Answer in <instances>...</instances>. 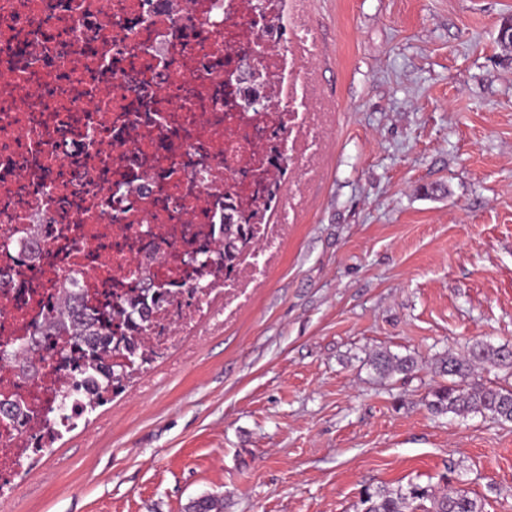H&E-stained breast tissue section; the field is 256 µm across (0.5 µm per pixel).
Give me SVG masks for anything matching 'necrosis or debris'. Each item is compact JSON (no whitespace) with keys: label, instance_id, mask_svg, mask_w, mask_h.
<instances>
[{"label":"necrosis or debris","instance_id":"obj_1","mask_svg":"<svg viewBox=\"0 0 512 512\" xmlns=\"http://www.w3.org/2000/svg\"><path fill=\"white\" fill-rule=\"evenodd\" d=\"M319 60L305 0H0V340L46 326L64 287L98 317L144 300L143 275L182 283L180 255L214 250L227 219L259 225L249 259L155 310L144 343L161 354L233 317L299 213L298 162L323 147ZM33 360V376L0 365V401L22 411L0 420V505L71 375L54 337Z\"/></svg>","mask_w":512,"mask_h":512}]
</instances>
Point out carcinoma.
Returning <instances> with one entry per match:
<instances>
[{
  "label": "carcinoma",
  "instance_id": "1",
  "mask_svg": "<svg viewBox=\"0 0 512 512\" xmlns=\"http://www.w3.org/2000/svg\"><path fill=\"white\" fill-rule=\"evenodd\" d=\"M225 234L228 242L224 243V263L216 267L214 273L230 277L235 272L238 255L248 246L252 234L240 224L225 225ZM135 312L137 309L131 310L118 302L101 324L96 319L85 317L80 306L73 308L74 319L66 325V331L73 348L82 350V361L74 364L77 370L75 380L61 397L53 416L46 417L44 425L50 431L49 443L62 436L56 430L57 426L71 429L78 419L106 402L110 393L149 361L148 357L137 353L136 347L129 345L125 367L107 363L114 350L112 326L126 324ZM368 363L381 380L396 375L408 376L418 368L414 356L399 355L387 349L372 352ZM485 364L512 375V348L478 343L464 353L448 352L437 357L433 370L445 381L425 396L428 409L438 415L489 414L501 423H512V385L487 384L476 377V368ZM426 500L431 503L428 512H483L482 504L465 491L435 495L418 485L410 486L405 493L381 488L373 492L367 490L360 505L362 512H408L412 503L416 502L422 508Z\"/></svg>",
  "mask_w": 512,
  "mask_h": 512
}]
</instances>
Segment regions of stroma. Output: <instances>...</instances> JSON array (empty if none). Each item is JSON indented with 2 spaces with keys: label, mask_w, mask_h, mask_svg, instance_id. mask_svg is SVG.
Here are the masks:
<instances>
[{
  "label": "stroma",
  "mask_w": 512,
  "mask_h": 512,
  "mask_svg": "<svg viewBox=\"0 0 512 512\" xmlns=\"http://www.w3.org/2000/svg\"><path fill=\"white\" fill-rule=\"evenodd\" d=\"M320 176L236 317L32 461L7 512H360L446 486L512 512V424L434 416V358L512 347V0H311ZM413 354L376 378L369 353Z\"/></svg>",
  "instance_id": "35a3bbf8"
}]
</instances>
